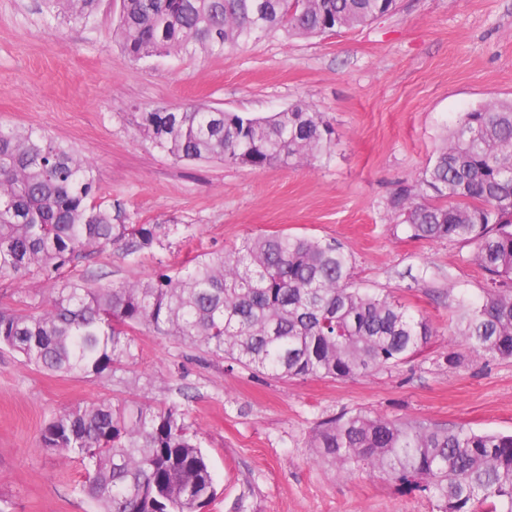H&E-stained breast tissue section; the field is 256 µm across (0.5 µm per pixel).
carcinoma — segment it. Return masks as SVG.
Here are the masks:
<instances>
[{"mask_svg":"<svg viewBox=\"0 0 512 512\" xmlns=\"http://www.w3.org/2000/svg\"><path fill=\"white\" fill-rule=\"evenodd\" d=\"M396 0H121L118 31L134 58L222 55L272 30L313 37L364 26ZM87 22L99 0H47ZM139 130L174 160L255 169L331 155L334 129L308 106L267 116L205 106L140 113ZM93 160L33 127L0 125V278L54 281L109 246L152 250L176 224H132L97 201ZM391 208L409 236L471 244L487 295L462 307L459 335L479 356L512 358V99L461 114L444 146ZM352 257L331 240L244 238L175 275L94 287L66 280L34 309L0 307V347L23 364L83 378L133 357L144 329L274 377L349 380L409 361L434 331L422 315L351 282ZM44 447L85 469L99 512H201L216 497L197 433L175 406L90 402L57 413ZM340 476L365 471L437 499L440 512H512V435L441 429L366 411L309 437Z\"/></svg>","mask_w":512,"mask_h":512,"instance_id":"1","label":"carcinoma"}]
</instances>
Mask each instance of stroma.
<instances>
[{"instance_id": "1", "label": "stroma", "mask_w": 512, "mask_h": 512, "mask_svg": "<svg viewBox=\"0 0 512 512\" xmlns=\"http://www.w3.org/2000/svg\"><path fill=\"white\" fill-rule=\"evenodd\" d=\"M120 6L100 0L85 23L44 0H0V125L40 128L90 156L101 201L135 223L190 228L135 256L106 248L63 278L142 280L260 234L332 239L351 253L357 284L424 315L435 334L410 362L348 381L277 379L142 330L133 359L91 380L0 348V512H97L80 462L62 463L41 433L58 411L99 400L180 407L216 481L204 512H439L427 493L337 475L308 438L358 410L512 434V359L478 357L456 335L458 298L485 297L472 245L409 238L390 207L459 113L512 98V0H397L355 29L142 60L115 34ZM199 103L255 116L304 104L330 122L335 147L309 166L186 163L137 127L140 113Z\"/></svg>"}]
</instances>
